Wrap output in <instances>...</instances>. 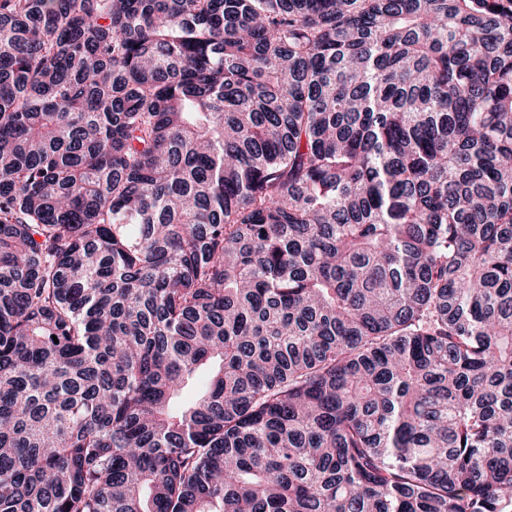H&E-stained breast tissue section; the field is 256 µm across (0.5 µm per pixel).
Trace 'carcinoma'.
I'll use <instances>...</instances> for the list:
<instances>
[{"mask_svg": "<svg viewBox=\"0 0 512 512\" xmlns=\"http://www.w3.org/2000/svg\"><path fill=\"white\" fill-rule=\"evenodd\" d=\"M0 512H512V0H0Z\"/></svg>", "mask_w": 512, "mask_h": 512, "instance_id": "obj_1", "label": "carcinoma"}]
</instances>
